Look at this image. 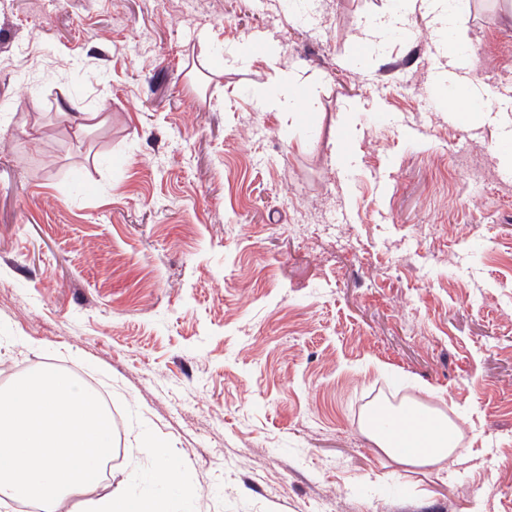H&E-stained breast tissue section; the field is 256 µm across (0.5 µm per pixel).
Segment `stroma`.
<instances>
[{
  "mask_svg": "<svg viewBox=\"0 0 512 512\" xmlns=\"http://www.w3.org/2000/svg\"><path fill=\"white\" fill-rule=\"evenodd\" d=\"M299 4L0 0V389L72 366L115 419L58 512L139 489L148 437L193 493L172 512H512V9L450 34L446 0ZM446 38L481 119L430 103ZM408 403L461 461L364 435Z\"/></svg>",
  "mask_w": 512,
  "mask_h": 512,
  "instance_id": "stroma-1",
  "label": "stroma"
}]
</instances>
